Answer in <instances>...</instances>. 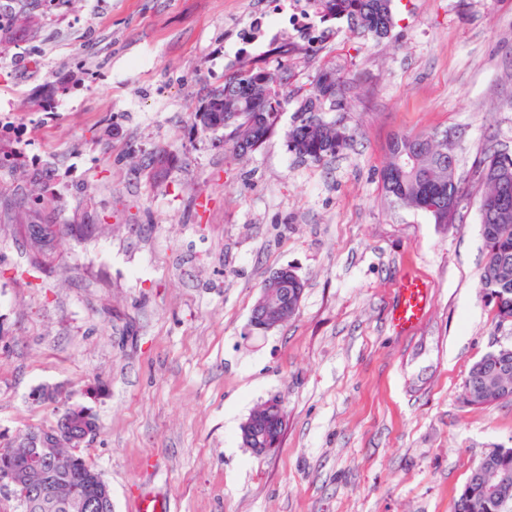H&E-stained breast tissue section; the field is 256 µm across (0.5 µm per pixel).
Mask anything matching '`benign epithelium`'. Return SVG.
Returning a JSON list of instances; mask_svg holds the SVG:
<instances>
[{"label":"benign epithelium","instance_id":"benign-epithelium-1","mask_svg":"<svg viewBox=\"0 0 512 512\" xmlns=\"http://www.w3.org/2000/svg\"><path fill=\"white\" fill-rule=\"evenodd\" d=\"M293 270L282 268L269 276L261 286L260 295L255 301L250 315V326L254 330L268 331L286 320L288 314L297 311L298 306L288 303V275ZM284 424L283 404L278 398L266 401L257 414L250 415L241 425L243 446L256 456H263L277 448L283 433L269 434V424ZM98 433L96 415L89 407L76 404L59 418L56 425L42 433H29L12 442L6 451L29 457L28 466L22 472H7L0 475V483L18 501H23L27 490L42 478L41 458L54 448H70L79 452ZM74 512H112V494L103 479H98L97 499L94 502L76 500L70 503Z\"/></svg>","mask_w":512,"mask_h":512}]
</instances>
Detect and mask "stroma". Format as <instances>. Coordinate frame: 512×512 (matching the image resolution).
<instances>
[{
	"label": "stroma",
	"mask_w": 512,
	"mask_h": 512,
	"mask_svg": "<svg viewBox=\"0 0 512 512\" xmlns=\"http://www.w3.org/2000/svg\"><path fill=\"white\" fill-rule=\"evenodd\" d=\"M269 2L31 0L37 31L0 52V447L83 404L112 512L148 493L169 512H453L482 457L512 448V402L462 398L471 365L512 348L481 290L471 179L488 147L512 152V0H394L380 42L327 22L311 48L225 52ZM328 60L351 133L335 156L295 159L289 109L245 155L193 130L243 64L287 69L292 94ZM444 130L467 192L445 227L381 181L395 137ZM161 149L174 162L153 179ZM24 224L55 225L48 257ZM284 267L305 284L297 313L252 330ZM406 273L431 298L401 334ZM273 397L283 439L257 457L240 426Z\"/></svg>",
	"instance_id": "35a3bbf8"
}]
</instances>
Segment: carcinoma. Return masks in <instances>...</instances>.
I'll use <instances>...</instances> for the list:
<instances>
[{"label":"carcinoma","instance_id":"1","mask_svg":"<svg viewBox=\"0 0 512 512\" xmlns=\"http://www.w3.org/2000/svg\"><path fill=\"white\" fill-rule=\"evenodd\" d=\"M322 18L344 21L380 40L394 27L393 0H314ZM288 73L260 67L244 68L224 76V84L212 89L205 101L206 111L194 113V126L201 133L225 131L233 147L247 153L260 146L276 128L288 96L280 91ZM346 79L332 65L319 69L306 94L296 100V117L287 133L289 152L301 161L319 162L341 151L349 141L346 128L326 113L342 106ZM448 131H435L395 138L389 146V161L381 178L387 196L428 214L434 223L448 225V194L464 198L463 179L456 166L442 157L443 140ZM512 172V154L504 149H489L476 163L474 174L487 172L481 196L487 208L478 211L486 249L481 288L492 294L501 284L512 285V207L501 211L494 205L505 194L512 197V179L502 182L497 170ZM506 358L486 355L476 360L466 378L463 399L468 404L501 398L512 402V368L503 371L499 362ZM45 472L54 479V500L33 497L22 512H71V499L94 493V469L70 449L60 448L46 458ZM512 476V448H503L493 464L478 473L471 471L454 503V512H498L488 488L502 473Z\"/></svg>","mask_w":512,"mask_h":512}]
</instances>
